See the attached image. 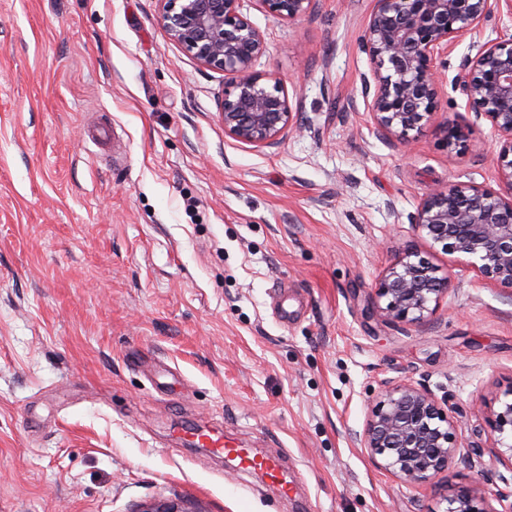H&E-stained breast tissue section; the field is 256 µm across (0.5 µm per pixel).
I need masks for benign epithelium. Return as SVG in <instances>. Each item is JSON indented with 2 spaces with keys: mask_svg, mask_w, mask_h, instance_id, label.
I'll return each instance as SVG.
<instances>
[{
  "mask_svg": "<svg viewBox=\"0 0 512 512\" xmlns=\"http://www.w3.org/2000/svg\"><path fill=\"white\" fill-rule=\"evenodd\" d=\"M169 39L203 66L224 73L219 103L224 134L242 143L269 146L294 128L281 82L254 70L267 53L264 34L241 12V0H158ZM272 16L295 21L318 0H259ZM512 16V0H376L362 40L373 65L363 79L371 116L382 135L410 144L437 109L438 57L455 39L474 32L492 9ZM470 111L485 116L499 135L497 188L467 183L437 184L411 216V224L448 254L467 257L482 284L512 289V37L481 46L460 77ZM469 131L449 124L448 151L467 147ZM445 271L411 247L398 251L381 275L370 315L382 322L423 326L448 294ZM488 420L491 432L512 433V387ZM354 443L395 477L423 485L463 456L460 421L421 383L384 385ZM446 512H495L477 486L447 499ZM143 512H191L169 500Z\"/></svg>",
  "mask_w": 512,
  "mask_h": 512,
  "instance_id": "1",
  "label": "benign epithelium"
}]
</instances>
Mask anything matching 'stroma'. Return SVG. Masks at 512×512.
<instances>
[{
  "instance_id": "stroma-1",
  "label": "stroma",
  "mask_w": 512,
  "mask_h": 512,
  "mask_svg": "<svg viewBox=\"0 0 512 512\" xmlns=\"http://www.w3.org/2000/svg\"><path fill=\"white\" fill-rule=\"evenodd\" d=\"M375 0H319L297 21L242 11L305 129L255 146L224 133L223 73L169 40L157 0H0V512H445L512 467L488 416L512 387V289L485 288L410 217L436 183L495 186L498 135L459 83L492 12L437 62L438 109L410 145L362 95ZM107 121L109 145L89 127ZM470 129L449 152L444 128ZM450 269L426 325L369 317L399 248ZM425 384L473 459L423 487L351 440L386 381ZM276 455L295 492L186 429Z\"/></svg>"
}]
</instances>
